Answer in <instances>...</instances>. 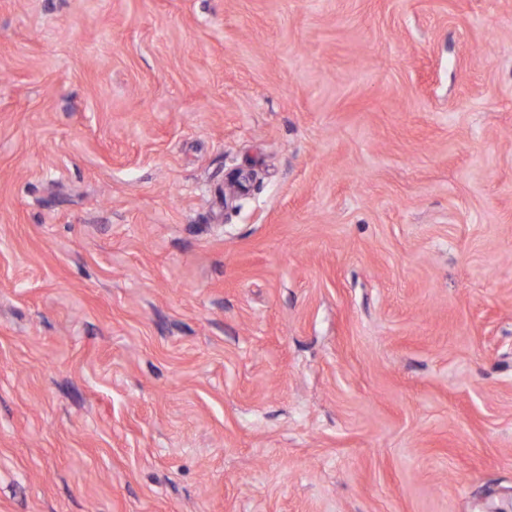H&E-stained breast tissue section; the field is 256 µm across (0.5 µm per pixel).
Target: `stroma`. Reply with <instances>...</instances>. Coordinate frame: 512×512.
Returning <instances> with one entry per match:
<instances>
[{"label": "stroma", "mask_w": 512, "mask_h": 512, "mask_svg": "<svg viewBox=\"0 0 512 512\" xmlns=\"http://www.w3.org/2000/svg\"><path fill=\"white\" fill-rule=\"evenodd\" d=\"M0 512H512V0H0Z\"/></svg>", "instance_id": "stroma-1"}]
</instances>
